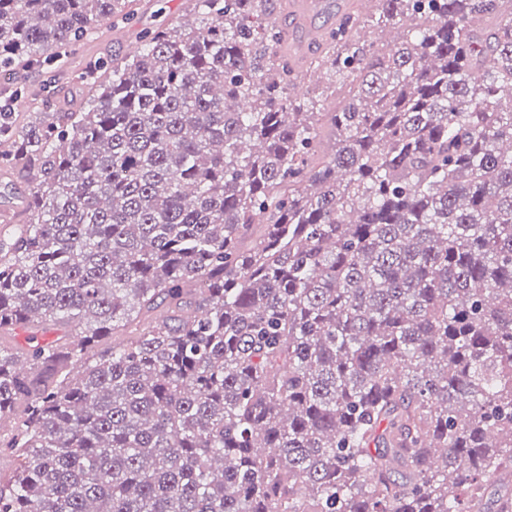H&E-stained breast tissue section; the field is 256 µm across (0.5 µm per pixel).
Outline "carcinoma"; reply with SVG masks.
<instances>
[{
    "mask_svg": "<svg viewBox=\"0 0 512 512\" xmlns=\"http://www.w3.org/2000/svg\"><path fill=\"white\" fill-rule=\"evenodd\" d=\"M122 2L0 0V75ZM263 2L0 112V512H481L512 476V0L344 14L332 109L261 59ZM35 317L69 333L5 348ZM5 183L7 184L5 185ZM0 191L2 192L0 209L10 208L16 212L19 207V201L22 200V196L28 191V185L21 180L0 175Z\"/></svg>",
    "mask_w": 512,
    "mask_h": 512,
    "instance_id": "cac0c4a2",
    "label": "carcinoma"
}]
</instances>
